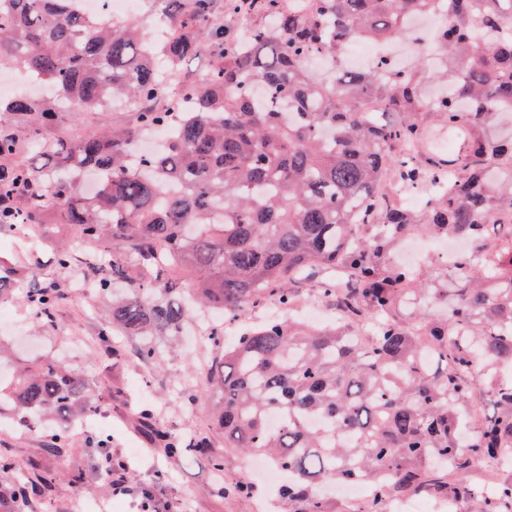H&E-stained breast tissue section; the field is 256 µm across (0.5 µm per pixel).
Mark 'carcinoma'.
Listing matches in <instances>:
<instances>
[{"label": "carcinoma", "instance_id": "obj_1", "mask_svg": "<svg viewBox=\"0 0 512 512\" xmlns=\"http://www.w3.org/2000/svg\"><path fill=\"white\" fill-rule=\"evenodd\" d=\"M149 18L172 25L161 41L137 19L103 23L80 0H0V62L16 57L51 88L48 97L0 99V231L46 224L52 212L94 242L86 265L112 300L113 332L135 340L145 365L163 361L168 344L203 310L240 320L251 306L295 300L291 279L315 269L327 276L320 295L340 304L344 319L317 327L271 318L223 344L224 325L209 342L222 345L207 362L220 394L216 447L200 436L169 432L155 408L140 412L149 443L167 457L203 455L224 470L239 449L294 475L280 491L290 512H328L319 488L363 480L375 485L366 512H386L389 497L458 498L472 512H512V477L483 488L473 468L512 460V140L487 134L512 110V0H142ZM261 16L242 39L225 37L220 20ZM438 15L430 42L459 65L440 77L447 93L425 95L420 70L385 59L369 70L338 69L316 80L305 60L336 61L353 43L404 34L409 16ZM208 46L212 66L199 80H179L178 97L158 100L167 76ZM374 98L379 112L362 107ZM141 100L130 125L106 124L79 138L49 131L62 112H106ZM408 115L391 121L387 115ZM462 131L467 145L447 171L421 158L415 115ZM173 131L159 149L130 157L141 136ZM38 145L18 159L22 142ZM99 173L93 195L78 186ZM405 190L427 188L418 208L402 198L377 201L386 172ZM501 215L505 224H491ZM423 231L464 238L470 252L450 275L448 315L417 336L403 311L423 293L411 267L389 254ZM56 273L74 265L64 244L53 249ZM23 290L34 317L55 326L69 295L39 287L36 271L0 257V303ZM374 322L368 337L361 323ZM484 375L490 412H479L474 374ZM96 394L84 378L46 356L17 365L0 386V404L16 424L35 427L50 416L60 427L42 455L69 450L67 429L92 413ZM282 417L279 430L268 415ZM323 421L320 427L310 420ZM60 475L32 457L0 450V500L29 512L30 495L48 498ZM248 499L239 481L217 490Z\"/></svg>", "mask_w": 512, "mask_h": 512}]
</instances>
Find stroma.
I'll return each instance as SVG.
<instances>
[{"label":"stroma","instance_id":"stroma-1","mask_svg":"<svg viewBox=\"0 0 512 512\" xmlns=\"http://www.w3.org/2000/svg\"><path fill=\"white\" fill-rule=\"evenodd\" d=\"M126 125L132 113L111 107L107 115L88 112L79 116L64 115L55 128L61 136L89 134L99 128L102 120ZM54 230L78 259L67 276L61 277L51 265L49 247L32 249L28 240L13 234H0V250L21 254L35 251L42 261L40 284H54L70 290L71 298L61 310L55 326L40 325L27 302L20 296L0 304V336L14 341L19 357L32 360L50 353L63 360L71 369L89 382L97 396V410L90 426H73L68 433L70 451L62 456L46 458V465L60 474L55 499L63 512H85L86 506L106 504L109 512H141V489H150L168 512H288L289 505L271 493L262 482H254L250 502L234 497H218L210 489L218 481L242 479L247 456L229 451L224 456V474L216 476L208 462L191 457L176 463L158 454H146L147 440L138 426V412L146 405L153 406L173 434L182 436L198 433L213 444L220 445L224 436L214 425L210 412L218 400L215 392L205 385L203 370L194 369L191 358L201 343L183 336L171 342L169 352L158 367L138 362L133 354L134 341H122L126 354L114 361L103 348L97 328L108 321L109 297L100 293L96 278L85 273L81 262L91 256L95 247L71 225H55ZM189 382L193 403L174 396L175 384ZM108 437L106 448H98L93 440L98 434ZM115 456H134L130 496H116L104 477L101 458L104 453ZM81 468L84 481L72 485L69 476Z\"/></svg>","mask_w":512,"mask_h":512}]
</instances>
